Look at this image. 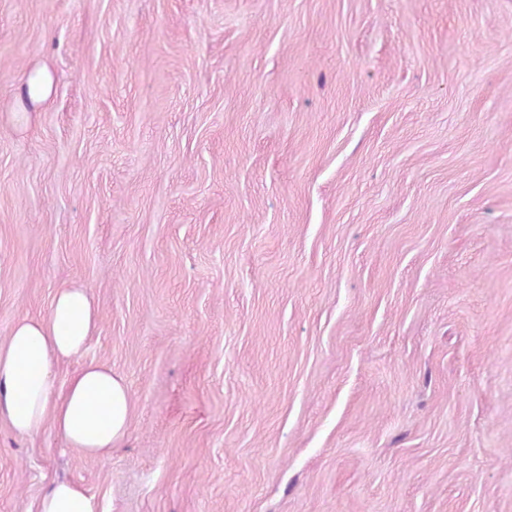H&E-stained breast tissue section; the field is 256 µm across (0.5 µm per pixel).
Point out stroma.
Segmentation results:
<instances>
[{"label":"stroma","mask_w":512,"mask_h":512,"mask_svg":"<svg viewBox=\"0 0 512 512\" xmlns=\"http://www.w3.org/2000/svg\"><path fill=\"white\" fill-rule=\"evenodd\" d=\"M71 283L129 433L0 512H512V0H0V342ZM37 512H95L93 500L72 482L49 486L37 506Z\"/></svg>","instance_id":"1"}]
</instances>
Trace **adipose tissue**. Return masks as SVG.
Instances as JSON below:
<instances>
[{
    "label": "adipose tissue",
    "mask_w": 512,
    "mask_h": 512,
    "mask_svg": "<svg viewBox=\"0 0 512 512\" xmlns=\"http://www.w3.org/2000/svg\"><path fill=\"white\" fill-rule=\"evenodd\" d=\"M97 323L86 288L57 289L49 316H25L0 343V418L18 435L59 433L83 455L105 459L124 442L132 417L126 379L104 364L91 363L66 384L55 366L84 351ZM37 512H95L76 484L49 486Z\"/></svg>",
    "instance_id": "1"
}]
</instances>
